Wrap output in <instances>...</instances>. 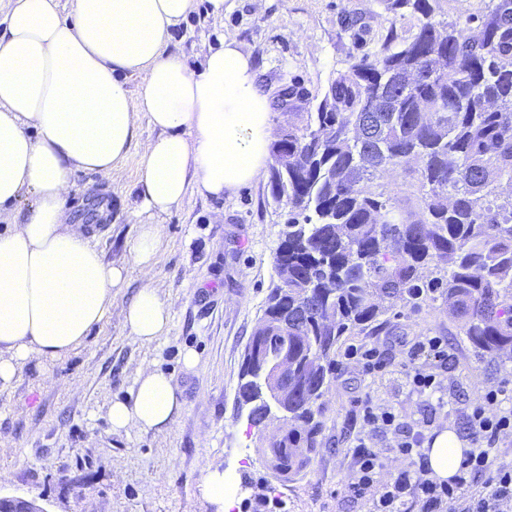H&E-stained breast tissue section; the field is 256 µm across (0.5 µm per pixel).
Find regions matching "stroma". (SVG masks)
<instances>
[{"mask_svg":"<svg viewBox=\"0 0 512 512\" xmlns=\"http://www.w3.org/2000/svg\"><path fill=\"white\" fill-rule=\"evenodd\" d=\"M391 0H224L212 12L196 0L169 45L190 66L225 37L236 39L254 65L256 82L273 102V133L303 126L329 81L366 55L377 53L387 31L407 38L418 18L394 11ZM296 96L277 105L283 89ZM139 152L118 162L110 177L74 176L69 194L73 222L86 224L89 204L104 221L86 224L103 261L126 269L112 306L84 342L67 355H31L14 380L0 386V494L36 500L48 512H215L202 489L206 468L236 471L241 483L231 512H248L258 495L279 496L287 512H365L359 501L332 491L347 475V453L361 428L355 398L373 396L418 416L425 398L411 394L399 371L367 375L356 360L336 357V377L323 397L324 425L312 465L294 481H280L257 453L258 431L237 402L243 354L278 278L273 257L288 206L275 203L268 178L216 200L188 192L161 216L162 239L149 278L171 316L170 330L143 345L125 325L122 310L143 283L131 259L137 227L152 223L139 211ZM376 339L393 359L402 340L426 333L448 341L452 368L442 382L451 406L438 410L426 441L462 433L454 402L476 400L482 389L512 380L501 366L473 356L457 319L443 301L401 307ZM195 356L186 365V353ZM171 377L182 410L162 433L131 426L113 430L109 409L130 398L139 368Z\"/></svg>","mask_w":512,"mask_h":512,"instance_id":"obj_1","label":"stroma"}]
</instances>
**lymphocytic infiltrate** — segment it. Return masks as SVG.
Returning a JSON list of instances; mask_svg holds the SVG:
<instances>
[{"label":"lymphocytic infiltrate","mask_w":512,"mask_h":512,"mask_svg":"<svg viewBox=\"0 0 512 512\" xmlns=\"http://www.w3.org/2000/svg\"><path fill=\"white\" fill-rule=\"evenodd\" d=\"M451 360L444 337L413 338L402 362L405 386L445 407L439 378ZM354 405L364 426L382 434L385 449L376 451L364 436L356 437L353 467L337 482V498L362 501L366 512H512V461L505 459L512 443V391L507 386L487 387L476 402L458 408L469 447L457 473L445 480L434 477L421 452L431 415L414 419L369 396ZM392 460L394 473L382 479Z\"/></svg>","instance_id":"f902f5d3"}]
</instances>
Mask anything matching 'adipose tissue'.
<instances>
[{
  "label": "adipose tissue",
  "mask_w": 512,
  "mask_h": 512,
  "mask_svg": "<svg viewBox=\"0 0 512 512\" xmlns=\"http://www.w3.org/2000/svg\"><path fill=\"white\" fill-rule=\"evenodd\" d=\"M194 0H12L0 32V385L32 354L59 357L107 315L125 267L104 263L67 197L76 172L107 177L126 158L141 119L158 131L142 144V211L168 214L189 190L223 198L259 180L272 112L249 56L235 40L208 49L197 67L168 49ZM140 75L137 91L126 78ZM27 215L16 205L24 193ZM141 343L169 331L170 314L144 284L123 310ZM181 404L172 380L143 368L131 400L114 401L113 429L166 431ZM448 479L463 459L453 432L426 452Z\"/></svg>",
  "instance_id": "adipose-tissue-1"
}]
</instances>
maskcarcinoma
<instances>
[{"label": "carcinoma", "mask_w": 512, "mask_h": 512, "mask_svg": "<svg viewBox=\"0 0 512 512\" xmlns=\"http://www.w3.org/2000/svg\"><path fill=\"white\" fill-rule=\"evenodd\" d=\"M391 7L420 16L416 33L336 73L273 153L271 196L289 211L261 318L288 321L266 346L288 356V431L266 433L246 364L238 399L282 481L311 465L345 337L382 330L398 303L443 299L476 355L512 359V197L493 187L512 183V0H490L477 35L435 20L430 0ZM387 168L416 176L400 204L377 182Z\"/></svg>", "instance_id": "carcinoma-1"}]
</instances>
